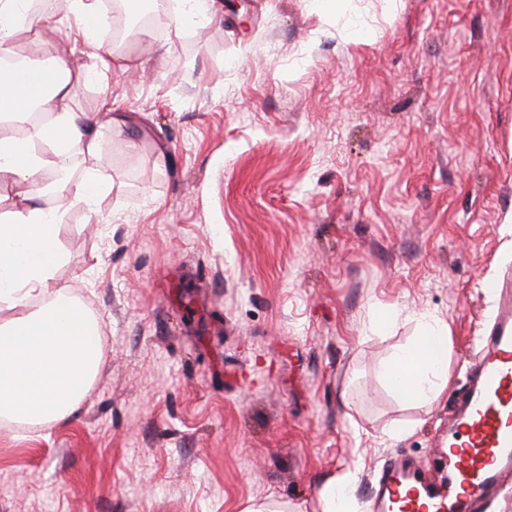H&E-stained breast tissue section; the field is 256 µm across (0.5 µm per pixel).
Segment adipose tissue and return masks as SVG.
Returning a JSON list of instances; mask_svg holds the SVG:
<instances>
[{
    "label": "adipose tissue",
    "instance_id": "1",
    "mask_svg": "<svg viewBox=\"0 0 512 512\" xmlns=\"http://www.w3.org/2000/svg\"><path fill=\"white\" fill-rule=\"evenodd\" d=\"M102 0H66V18L75 36L97 51L102 70L136 73L135 65L105 42L108 23ZM43 19L27 0H0V56L13 52L21 35L37 36ZM86 76L64 64L46 69L34 64L0 69V188L15 191L16 209L0 214V303L41 298L24 316L0 323V414L36 424L57 422L80 404L104 359L97 349L98 320L76 297L55 288V273L65 254L58 243L67 210L91 207L109 194L111 183L98 166L85 168L76 181H57V207L45 208L36 181L57 168L73 147L102 151L98 119L69 109ZM50 113L47 122H29L30 107ZM27 123L23 136L9 134ZM448 324L423 315L421 330L408 347L393 354L383 373L407 401L433 403L448 388Z\"/></svg>",
    "mask_w": 512,
    "mask_h": 512
}]
</instances>
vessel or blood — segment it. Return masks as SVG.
<instances>
[{
    "label": "vessel or blood",
    "instance_id": "vessel-or-blood-1",
    "mask_svg": "<svg viewBox=\"0 0 512 512\" xmlns=\"http://www.w3.org/2000/svg\"><path fill=\"white\" fill-rule=\"evenodd\" d=\"M487 293L496 315L472 363V385L437 451L439 481L395 459L378 481L375 512H476L512 478V293L494 282Z\"/></svg>",
    "mask_w": 512,
    "mask_h": 512
}]
</instances>
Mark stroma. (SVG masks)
I'll use <instances>...</instances> for the list:
<instances>
[{"label":"stroma","mask_w":512,"mask_h":512,"mask_svg":"<svg viewBox=\"0 0 512 512\" xmlns=\"http://www.w3.org/2000/svg\"><path fill=\"white\" fill-rule=\"evenodd\" d=\"M61 9L42 40L111 112L112 183L66 212L56 286L98 317L104 367L66 418L0 416V512H351L393 456L435 471L465 361L512 281V0H226L100 74ZM448 323L447 391L380 375ZM407 434L396 438L394 430Z\"/></svg>","instance_id":"stroma-1"}]
</instances>
